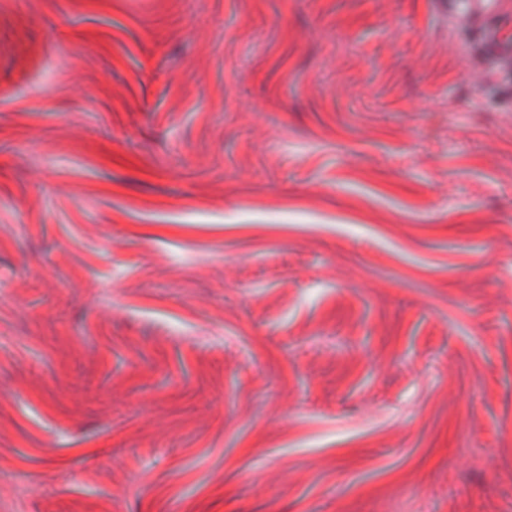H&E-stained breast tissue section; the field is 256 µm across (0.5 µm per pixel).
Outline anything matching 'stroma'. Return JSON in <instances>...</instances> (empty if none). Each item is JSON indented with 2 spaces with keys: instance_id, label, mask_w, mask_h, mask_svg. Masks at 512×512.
I'll list each match as a JSON object with an SVG mask.
<instances>
[{
  "instance_id": "obj_1",
  "label": "stroma",
  "mask_w": 512,
  "mask_h": 512,
  "mask_svg": "<svg viewBox=\"0 0 512 512\" xmlns=\"http://www.w3.org/2000/svg\"><path fill=\"white\" fill-rule=\"evenodd\" d=\"M0 512H512V57L0 0Z\"/></svg>"
}]
</instances>
